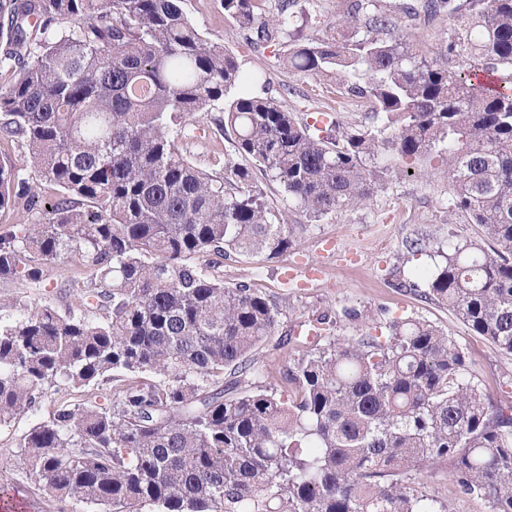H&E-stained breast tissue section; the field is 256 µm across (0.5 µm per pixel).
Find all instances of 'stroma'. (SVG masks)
I'll return each instance as SVG.
<instances>
[{
    "label": "stroma",
    "mask_w": 512,
    "mask_h": 512,
    "mask_svg": "<svg viewBox=\"0 0 512 512\" xmlns=\"http://www.w3.org/2000/svg\"><path fill=\"white\" fill-rule=\"evenodd\" d=\"M184 9L206 39L223 45L235 56L244 73L258 75V82L249 87L251 95L273 100L295 113L314 133L326 128L333 117L360 128L370 126L367 104L337 94L335 84L288 69L287 39L258 47L248 44L235 20L225 15L221 0H185ZM187 150L203 167L216 171L235 155L230 140L211 129L196 132L188 139ZM244 164L252 169L266 202L275 213L287 215L291 228V245L284 255L273 259L264 255L233 258L223 267L225 285L251 283L280 310L274 336L257 353L253 385L284 390L286 370L308 349L305 329L319 317H328L332 336L341 339L373 332L375 325L394 318H413L447 331L464 350L470 374L504 413H512V356L473 335L447 307L410 286L417 271L427 267L431 259L408 253L407 239L425 237L435 249L479 235L477 225L449 223L448 185L440 170L424 177L392 179L367 206L314 222L293 210L278 184L264 178L259 162L248 158ZM327 239L335 240L339 249L358 252L359 261L349 266L323 258L322 244ZM300 258L320 263L322 276L306 288L285 286L287 265ZM72 268L69 262L56 265L44 284L0 285V320L15 318L19 301L49 304L62 313L79 311L82 297L66 285ZM284 338L289 341L285 347L280 344ZM91 393L99 404L107 405L112 400L105 383L92 392L84 388H66L59 393L51 390L36 414L0 427V512H97L94 505L76 499L62 501L47 494L31 476L30 466L17 446L19 437L37 421L48 418L61 402L80 403ZM418 475L430 490L447 497L451 512H489L485 501L456 491L446 464H422Z\"/></svg>",
    "instance_id": "stroma-1"
}]
</instances>
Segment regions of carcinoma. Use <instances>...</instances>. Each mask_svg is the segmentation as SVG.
Returning <instances> with one entry per match:
<instances>
[{
	"mask_svg": "<svg viewBox=\"0 0 512 512\" xmlns=\"http://www.w3.org/2000/svg\"><path fill=\"white\" fill-rule=\"evenodd\" d=\"M223 0L288 67L330 78L381 125L310 132L183 0H0V283L40 284L61 261L83 310L25 306L0 323V425L49 388L112 384V407L60 404L18 447L44 489L100 512H450L415 476L446 462L459 493L512 512V415L468 377L466 353L415 319L334 339L288 369L283 400L245 384L279 310L224 260L290 245L248 168L209 173L181 127L206 118L259 160L308 217L364 205L440 160L448 219L480 228L420 270L424 297L512 355V0H343L334 35L305 34L280 0ZM454 19L430 56L412 29ZM481 74L497 76L486 85ZM237 95L229 97L232 91Z\"/></svg>",
	"mask_w": 512,
	"mask_h": 512,
	"instance_id": "1",
	"label": "carcinoma"
}]
</instances>
